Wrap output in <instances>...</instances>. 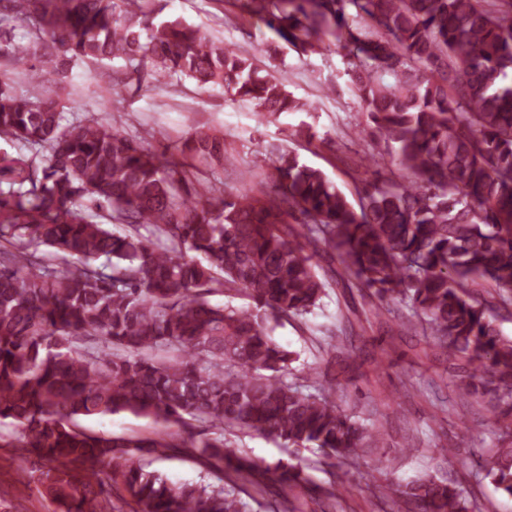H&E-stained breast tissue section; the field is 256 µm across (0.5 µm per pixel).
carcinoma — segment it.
I'll use <instances>...</instances> for the list:
<instances>
[{"label": "carcinoma", "instance_id": "1", "mask_svg": "<svg viewBox=\"0 0 512 512\" xmlns=\"http://www.w3.org/2000/svg\"><path fill=\"white\" fill-rule=\"evenodd\" d=\"M116 4L0 0V139L28 150L0 156V420L19 429L0 441L20 449V478L57 512H114L115 490L136 512H245L238 491L270 481L282 512H295L303 472L264 466L228 435L260 431L333 462L384 439L382 425L336 405L332 386L286 381L293 353L270 321L322 306L335 284L316 271L322 250L346 287L374 298L360 331L399 301L466 366L457 397L483 400L512 440V338L497 325L512 312V0H241L299 52L332 42L348 57L368 135L387 149L366 167L388 156L402 171L365 183L355 204L283 143L255 163L270 189L222 198L199 174L224 168V137L191 133L164 158L94 116L62 124L34 65L35 93L14 92L8 25L21 18L32 54L57 45L114 87L106 62L122 58L151 84L219 86L263 121L312 108L255 56L179 20L150 28L127 10L119 23ZM226 291L249 305L210 302ZM121 412L161 429L143 439L79 423ZM175 454L220 484L151 468L150 457ZM477 467L512 496V445ZM379 490L400 512H480L432 474Z\"/></svg>", "mask_w": 512, "mask_h": 512}]
</instances>
